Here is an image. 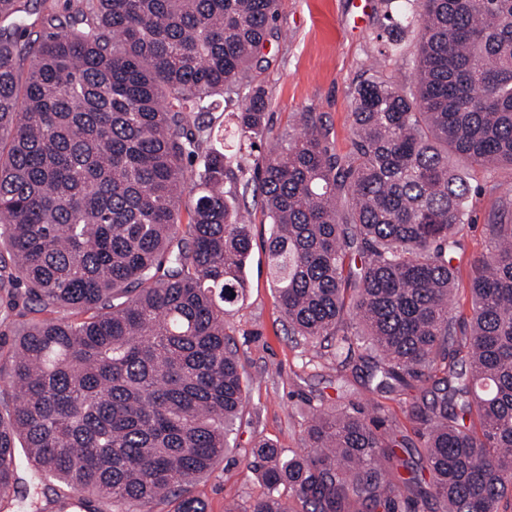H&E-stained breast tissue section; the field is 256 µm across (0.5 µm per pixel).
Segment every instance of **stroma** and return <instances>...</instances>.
I'll use <instances>...</instances> for the list:
<instances>
[{"label": "stroma", "mask_w": 512, "mask_h": 512, "mask_svg": "<svg viewBox=\"0 0 512 512\" xmlns=\"http://www.w3.org/2000/svg\"><path fill=\"white\" fill-rule=\"evenodd\" d=\"M386 11V0H280L282 36L263 48L270 66L252 74L269 96L273 134L291 131L294 113L311 112L321 119L334 152L350 154L355 86L374 67L399 83L413 81L415 35L402 33V53L386 54ZM470 183L471 220L461 231L468 261L485 252L488 213L512 187V176L476 168ZM247 204L252 224L248 288L243 303L225 315L224 326L252 382L234 459L220 461L190 487L207 501L208 512H248L266 493L247 464L254 443L265 439L287 453L302 451L305 426L319 405L377 410L386 427L405 436L414 457L424 453V439L410 417V396L368 392L354 377L337 389L336 371L323 348L289 336L267 266L266 214L258 199Z\"/></svg>", "instance_id": "stroma-1"}]
</instances>
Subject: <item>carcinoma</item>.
Listing matches in <instances>:
<instances>
[{
    "instance_id": "1",
    "label": "carcinoma",
    "mask_w": 512,
    "mask_h": 512,
    "mask_svg": "<svg viewBox=\"0 0 512 512\" xmlns=\"http://www.w3.org/2000/svg\"><path fill=\"white\" fill-rule=\"evenodd\" d=\"M415 79L378 71L351 103L353 151L311 112L247 177L268 135L255 86L224 131L220 98L282 36L279 0H0V496L38 482L148 512H207L186 486L232 453L250 380L224 314L243 302L249 184L290 332L333 347L336 376L420 390L429 481L359 406L321 412L305 450L257 442L250 512H500L512 496V199L469 261L472 312L448 309L471 184L512 171V0H403ZM29 62L21 72L23 62ZM344 192L349 220L336 208ZM291 490L287 504L280 487Z\"/></svg>"
}]
</instances>
